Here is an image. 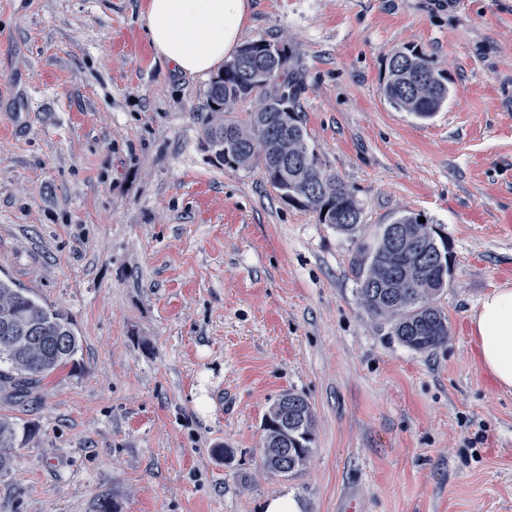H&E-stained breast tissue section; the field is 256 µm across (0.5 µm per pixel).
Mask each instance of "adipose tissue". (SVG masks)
<instances>
[{
    "mask_svg": "<svg viewBox=\"0 0 512 512\" xmlns=\"http://www.w3.org/2000/svg\"><path fill=\"white\" fill-rule=\"evenodd\" d=\"M251 12V0H146L144 29L176 72L206 76L233 57ZM471 326L482 370L497 387L512 388V287L486 295Z\"/></svg>",
    "mask_w": 512,
    "mask_h": 512,
    "instance_id": "1",
    "label": "adipose tissue"
}]
</instances>
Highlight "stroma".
Segmentation results:
<instances>
[{"mask_svg": "<svg viewBox=\"0 0 512 512\" xmlns=\"http://www.w3.org/2000/svg\"><path fill=\"white\" fill-rule=\"evenodd\" d=\"M146 0H0V277L65 312L80 348L0 416L23 431L0 512H512V391L471 316L512 283V0H253L245 41L290 47L324 168L366 226L448 240V340L400 344L356 296L352 236L218 165L208 77L146 40ZM447 78L429 119L382 93L393 53ZM313 411L299 473L261 466L283 392ZM303 502L292 494H282L268 499L263 512H304Z\"/></svg>", "mask_w": 512, "mask_h": 512, "instance_id": "obj_1", "label": "stroma"}]
</instances>
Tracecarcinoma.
<instances>
[{"mask_svg": "<svg viewBox=\"0 0 512 512\" xmlns=\"http://www.w3.org/2000/svg\"><path fill=\"white\" fill-rule=\"evenodd\" d=\"M303 91L302 69L292 51L265 38L248 42L208 84L205 111L197 113L203 138L218 163L260 169L283 201L354 236L360 229L362 207L347 185L319 163H302L289 142L269 133L280 127L309 141L300 105ZM449 94L446 78L421 50L406 48L392 57L383 95L394 108L426 119L448 101ZM247 103L254 109L245 120L228 117ZM420 217L407 212L397 218L416 226L413 249L395 247L386 224L362 236L353 273L362 308L388 323L401 344L426 352L448 340V316L437 305L448 287V260L439 259L438 250L444 245L433 225ZM79 348L67 314L0 278V386L9 385L13 395L22 398L71 363ZM286 396L295 403L297 427L285 436L276 426L279 399L263 425L262 464L276 476L285 458L288 474L303 469L314 441L310 404L298 393L288 391ZM16 440V423L0 417V474L14 464Z\"/></svg>", "mask_w": 512, "mask_h": 512, "instance_id": "carcinoma-1", "label": "carcinoma"}]
</instances>
